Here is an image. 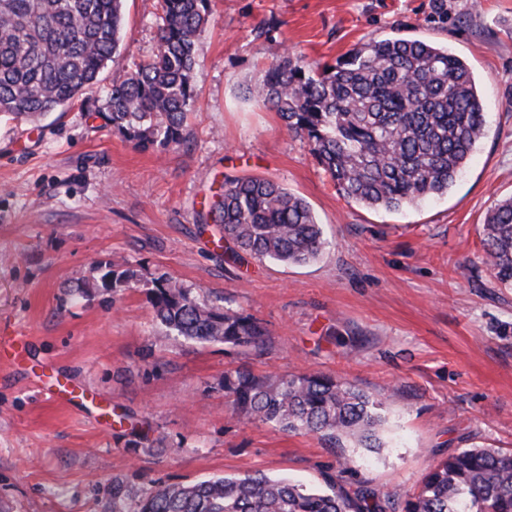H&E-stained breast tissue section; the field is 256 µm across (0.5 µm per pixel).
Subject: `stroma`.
Returning <instances> with one entry per match:
<instances>
[{
  "instance_id": "obj_1",
  "label": "stroma",
  "mask_w": 512,
  "mask_h": 512,
  "mask_svg": "<svg viewBox=\"0 0 512 512\" xmlns=\"http://www.w3.org/2000/svg\"><path fill=\"white\" fill-rule=\"evenodd\" d=\"M181 144L136 146L94 103L37 124L0 120V332L28 336L0 361V512H112V486L191 484L261 472L324 487L340 448L230 415L226 371L308 370L384 399L380 448L352 449L342 487L414 492L473 447L512 453V288L484 261L482 224L512 197V0H211ZM159 0H125L105 86L157 45ZM467 60L488 112L447 195L397 212L344 199L277 112L250 90L283 55L335 63L392 34ZM302 196L327 245L308 265L214 246L225 176ZM143 285L78 286L102 265ZM168 277L208 304L254 315L263 349L176 341L147 285ZM95 397L75 409L41 391V368Z\"/></svg>"
}]
</instances>
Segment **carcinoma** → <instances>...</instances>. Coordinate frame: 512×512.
Returning a JSON list of instances; mask_svg holds the SVG:
<instances>
[{
    "mask_svg": "<svg viewBox=\"0 0 512 512\" xmlns=\"http://www.w3.org/2000/svg\"><path fill=\"white\" fill-rule=\"evenodd\" d=\"M124 0H0V117L36 122L72 104L101 81L120 46ZM211 23L210 0H160L156 51L109 88L112 128L141 147L178 145L197 91L199 44ZM286 129L303 139L339 193L370 208L397 210L448 193L477 142L487 112L467 62L421 40L385 38L353 49L334 65L285 55L254 89ZM215 222L260 261L302 265L327 245L302 197L262 177H224ZM494 279L512 287V198L482 224ZM101 287H139L133 269L109 270ZM152 308L174 340L259 348L268 331L253 315L200 302L166 277L154 281ZM233 414L331 443L381 447L382 402L321 371L278 377L240 367L224 373ZM311 488L262 473L191 485L117 486L112 512H387L397 493L367 485L337 490L350 470ZM403 512H512V454L469 448L432 467Z\"/></svg>",
    "mask_w": 512,
    "mask_h": 512,
    "instance_id": "obj_1",
    "label": "carcinoma"
}]
</instances>
